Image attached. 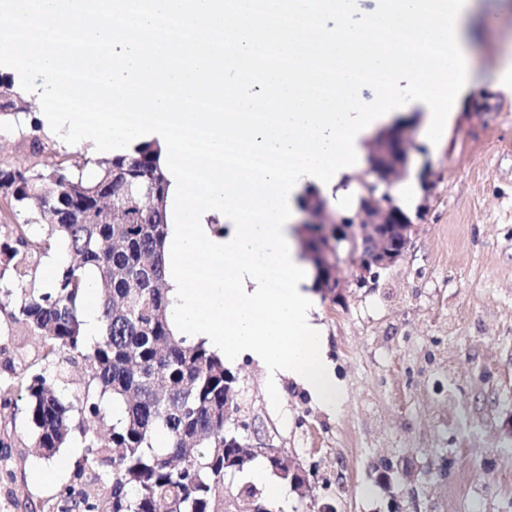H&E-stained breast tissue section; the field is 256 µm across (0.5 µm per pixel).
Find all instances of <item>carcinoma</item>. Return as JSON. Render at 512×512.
Returning <instances> with one entry per match:
<instances>
[{"instance_id":"carcinoma-1","label":"carcinoma","mask_w":512,"mask_h":512,"mask_svg":"<svg viewBox=\"0 0 512 512\" xmlns=\"http://www.w3.org/2000/svg\"><path fill=\"white\" fill-rule=\"evenodd\" d=\"M22 95L0 77V118L15 124L28 118L31 130L43 124L16 112ZM159 150L143 144L128 155L94 162V178L51 152L31 167L0 163V184L12 194L16 245L0 241V279L11 270L32 287L19 293L1 288L12 320L35 339L42 368L26 382L0 380V400L12 401L24 388L37 447L54 454L69 435L84 437L82 491L67 496L60 512H92L94 491L107 488L109 512H240L258 490L239 482L254 461L283 481L288 474L266 458L244 457L225 446L224 405L237 377L203 340L180 336L171 327L164 288V208L167 182ZM121 180L112 182V171ZM84 206L85 224L64 218ZM51 219L44 240L28 228ZM64 253L50 288H35L40 258L52 242ZM97 286L100 329L90 342L83 330L88 279ZM81 359L83 382L69 402L55 387L64 365ZM112 397V427L94 429L103 419L104 397Z\"/></svg>"}]
</instances>
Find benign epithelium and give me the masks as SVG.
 <instances>
[{"label":"benign epithelium","instance_id":"obj_1","mask_svg":"<svg viewBox=\"0 0 512 512\" xmlns=\"http://www.w3.org/2000/svg\"><path fill=\"white\" fill-rule=\"evenodd\" d=\"M406 163L405 140L400 133L387 131L376 138L355 209L336 214V219L330 221L331 227L325 229L319 226L325 202L318 197L307 202L303 223L314 225L313 245L308 254L325 292L333 294L340 288L337 271L343 263L351 264L352 281L362 288L375 282L381 270L403 257L416 225L395 205L390 186L393 179L406 173ZM243 451L267 459L285 455L284 449L267 436L243 445ZM288 475L298 489L312 491L300 464L288 461Z\"/></svg>","mask_w":512,"mask_h":512}]
</instances>
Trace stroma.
<instances>
[{
    "label": "stroma",
    "instance_id": "35a3bbf8",
    "mask_svg": "<svg viewBox=\"0 0 512 512\" xmlns=\"http://www.w3.org/2000/svg\"><path fill=\"white\" fill-rule=\"evenodd\" d=\"M469 27L478 91L457 102L448 134L431 144L415 101L402 114L410 177L435 183L404 256L375 287L358 288L341 265L340 295H319L316 317L344 397L327 409L296 379L240 359L250 422L302 466L313 495L287 491L267 512H512V90L493 71L512 49V0H479ZM0 309V379L27 376ZM0 512H49L76 490L85 454L73 434L40 456L24 397L0 408ZM52 473L49 481L41 473Z\"/></svg>",
    "mask_w": 512,
    "mask_h": 512
}]
</instances>
